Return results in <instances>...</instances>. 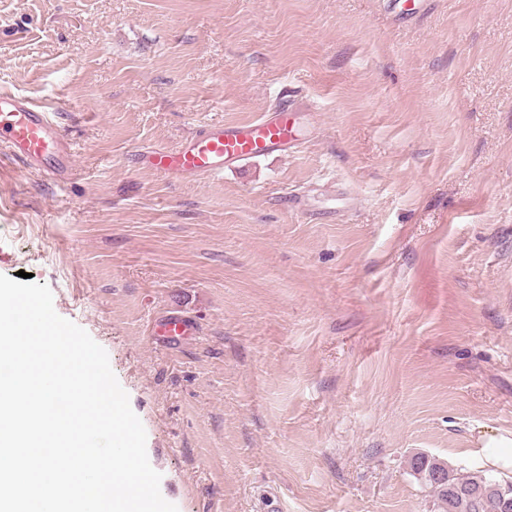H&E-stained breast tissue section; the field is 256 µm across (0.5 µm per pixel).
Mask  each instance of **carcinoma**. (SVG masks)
Returning <instances> with one entry per match:
<instances>
[{
  "label": "carcinoma",
  "mask_w": 512,
  "mask_h": 512,
  "mask_svg": "<svg viewBox=\"0 0 512 512\" xmlns=\"http://www.w3.org/2000/svg\"><path fill=\"white\" fill-rule=\"evenodd\" d=\"M411 470L436 494L448 512H500L501 501L512 498V481L497 479L483 470L458 475L448 463L416 454Z\"/></svg>",
  "instance_id": "1"
}]
</instances>
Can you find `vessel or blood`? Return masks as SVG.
<instances>
[{"mask_svg":"<svg viewBox=\"0 0 512 512\" xmlns=\"http://www.w3.org/2000/svg\"><path fill=\"white\" fill-rule=\"evenodd\" d=\"M295 109L291 100L253 121L206 125L175 148L141 152L137 159L167 176H217L240 162L288 152L295 137ZM0 149L15 163L57 182L74 171L75 147L62 126L39 105L9 93L0 94ZM193 331V324L179 314L167 316L152 329L153 335L170 343Z\"/></svg>","mask_w":512,"mask_h":512,"instance_id":"b4317fda","label":"vessel or blood"}]
</instances>
